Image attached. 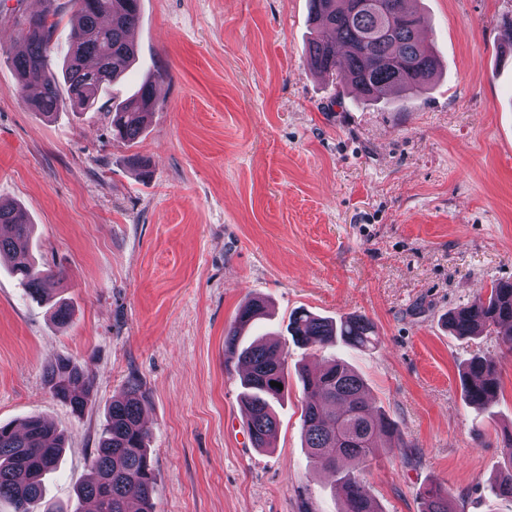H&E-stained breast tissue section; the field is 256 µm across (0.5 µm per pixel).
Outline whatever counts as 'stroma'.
Wrapping results in <instances>:
<instances>
[{
	"label": "stroma",
	"mask_w": 512,
	"mask_h": 512,
	"mask_svg": "<svg viewBox=\"0 0 512 512\" xmlns=\"http://www.w3.org/2000/svg\"><path fill=\"white\" fill-rule=\"evenodd\" d=\"M440 60L409 98L356 102L307 60L308 0H141L133 73L87 110L46 115L17 91L16 15L55 13L54 71L71 0H0V203L35 226L39 266L64 278L29 298L0 261V423L38 415L68 443L47 497L71 507L112 397L139 380L157 478L154 512H342L332 474L302 436L290 314H361L376 347H336L398 434L368 483L379 512H422L439 483L458 512H512L488 491L512 428V354L497 337L453 336L449 311L512 281V0H415ZM159 106L131 144L110 108L158 71ZM271 319L243 333L288 353L269 449L253 446L243 370L224 331L246 297ZM71 317L53 319L57 301ZM501 356L487 410L461 380L476 352ZM67 357L93 383L76 414L45 382Z\"/></svg>",
	"instance_id": "1"
}]
</instances>
